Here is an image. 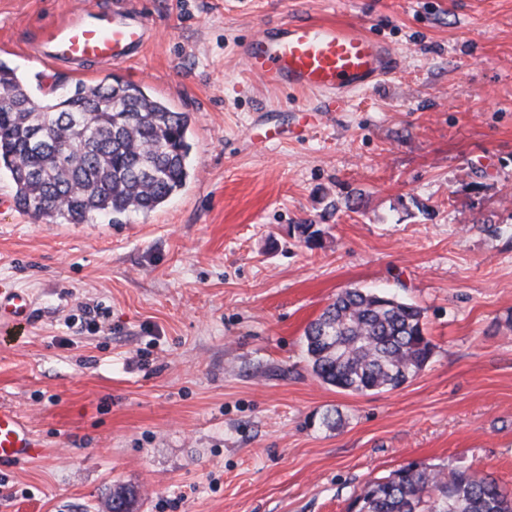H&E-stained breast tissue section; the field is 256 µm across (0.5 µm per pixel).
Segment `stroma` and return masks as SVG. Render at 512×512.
Returning <instances> with one entry per match:
<instances>
[{"instance_id":"stroma-1","label":"stroma","mask_w":512,"mask_h":512,"mask_svg":"<svg viewBox=\"0 0 512 512\" xmlns=\"http://www.w3.org/2000/svg\"><path fill=\"white\" fill-rule=\"evenodd\" d=\"M80 2L0 0V59L38 94L119 79L189 113V176L69 224L0 173V293L33 303L0 337V406L40 441L0 465V512H110L117 486L134 512H349L410 463L512 489V0H139L125 65L41 61ZM292 18L364 24L405 63L321 111L238 50ZM346 288L423 309L417 376L350 394L312 373L304 330Z\"/></svg>"}]
</instances>
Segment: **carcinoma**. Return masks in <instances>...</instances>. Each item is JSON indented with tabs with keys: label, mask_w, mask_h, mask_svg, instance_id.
Wrapping results in <instances>:
<instances>
[{
	"label": "carcinoma",
	"mask_w": 512,
	"mask_h": 512,
	"mask_svg": "<svg viewBox=\"0 0 512 512\" xmlns=\"http://www.w3.org/2000/svg\"><path fill=\"white\" fill-rule=\"evenodd\" d=\"M190 116L141 86L116 80L35 97L17 70L0 60V168L16 208L38 218L84 224L97 214L148 213L188 177ZM307 246L321 230L296 225ZM360 288L339 292L304 331L312 373L351 394L394 389L429 362L434 346L424 313ZM357 512H512L497 480L469 470L449 475L408 464L363 489Z\"/></svg>",
	"instance_id": "1"
}]
</instances>
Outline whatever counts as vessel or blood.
<instances>
[{
	"mask_svg": "<svg viewBox=\"0 0 512 512\" xmlns=\"http://www.w3.org/2000/svg\"><path fill=\"white\" fill-rule=\"evenodd\" d=\"M150 32V19L140 7L112 11L85 4L41 26L37 49L46 60L119 65L139 52ZM240 52L248 71L267 87L320 94L328 112L342 110L351 92L376 86L400 65L390 45L357 22L285 21L264 27L242 43ZM30 312L26 293L0 297L1 322L22 325ZM39 446L20 415L0 407V462L31 457Z\"/></svg>",
	"mask_w": 512,
	"mask_h": 512,
	"instance_id": "b4317fda",
	"label": "vessel or blood"
}]
</instances>
